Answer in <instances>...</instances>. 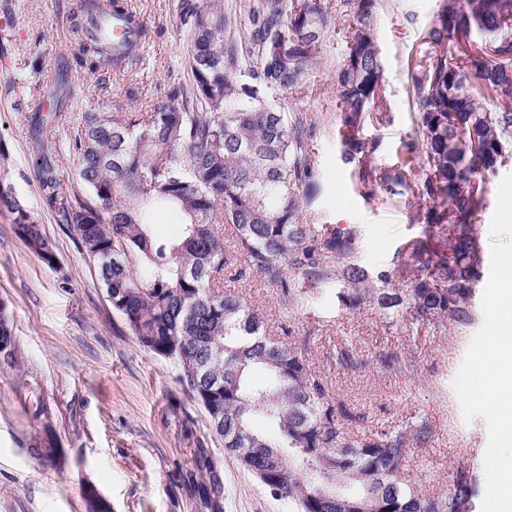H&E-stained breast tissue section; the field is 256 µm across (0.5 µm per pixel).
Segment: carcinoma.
<instances>
[{
	"instance_id": "cac0c4a2",
	"label": "carcinoma",
	"mask_w": 512,
	"mask_h": 512,
	"mask_svg": "<svg viewBox=\"0 0 512 512\" xmlns=\"http://www.w3.org/2000/svg\"><path fill=\"white\" fill-rule=\"evenodd\" d=\"M343 2L353 23L334 85L345 154L364 178L375 145L355 132L386 110L377 0ZM238 9L248 24L237 25L224 0H174L189 44L187 77L173 79L147 112L132 106L133 93L113 112H81L78 136L65 147L87 195H63L62 151L44 148L47 123L29 116L42 199L58 223L73 228L132 335L180 366L185 390L211 426L224 421L215 435L225 452L273 495L298 512H364L368 504L374 512H474L479 478L468 469L449 472L445 492L411 483L408 450L429 447L428 419L346 430L344 422L363 417L332 397L301 348L274 336L224 279L233 269L239 280L263 282L292 310L337 284L348 311L375 303L416 321H473L483 267L479 174L497 171L500 149L512 146V0H441L411 74L415 136L403 142L400 165L381 177L429 200L413 215L424 237L372 273L357 261L355 231L322 234L302 222L301 203L317 189L307 117L267 99L270 90L303 87L335 18L323 0H245ZM69 14L79 48L58 64L59 109L66 103L60 90L75 72L136 71L149 32L130 0H69ZM159 206L180 212L179 237L154 234ZM0 208L25 246L54 266L52 241L1 177ZM435 237L447 242L445 251L432 248ZM0 343L14 348L2 301ZM257 367L268 373L261 383L251 379ZM259 414L270 424L266 432L252 427Z\"/></svg>"
}]
</instances>
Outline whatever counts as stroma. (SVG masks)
I'll return each instance as SVG.
<instances>
[{
	"label": "stroma",
	"instance_id": "obj_1",
	"mask_svg": "<svg viewBox=\"0 0 512 512\" xmlns=\"http://www.w3.org/2000/svg\"><path fill=\"white\" fill-rule=\"evenodd\" d=\"M336 28L317 49V64L303 90L270 92L286 111L311 119L310 149L320 183L302 205L303 223L315 230L353 228L362 241L360 263L389 267L399 248L422 236L411 221L407 196L385 188L380 175L398 162L402 141L414 134L411 67L423 55L422 38L440 0H380L375 33L387 98L382 121L359 131L375 143L372 173L358 178L344 155L334 75L346 53L353 18L342 0H324ZM156 37L133 73L72 76L71 105L54 116L55 135L74 136L80 110L112 111L127 90L146 110L184 73L188 46L177 31L171 0H133ZM12 15V48L0 55V144L8 152L0 174L39 218L55 246L48 267L15 235L0 212V300L8 304L16 343L13 364L0 366V512H85L95 488L112 512H293L228 455L202 406L185 392L175 364L141 347L113 310L96 269L75 233L57 223L42 201L31 166L27 117L48 108L58 59L77 52L67 0H0ZM240 290L280 338L305 346L312 367L347 408L380 426L412 416L428 418L434 438L412 449L409 473L438 490L450 469L484 472L488 431L482 418L465 420L453 388L473 335L467 327L422 324L386 316L377 306L352 312L339 306L332 287L307 310L279 306L273 288L245 282ZM206 449L223 492L204 501L203 476L194 463Z\"/></svg>",
	"mask_w": 512,
	"mask_h": 512
}]
</instances>
